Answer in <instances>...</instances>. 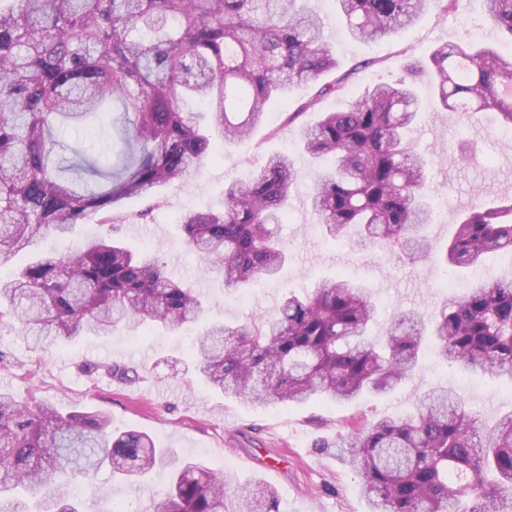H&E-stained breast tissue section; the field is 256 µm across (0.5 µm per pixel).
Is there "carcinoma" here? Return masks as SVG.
<instances>
[{
	"label": "carcinoma",
	"mask_w": 512,
	"mask_h": 512,
	"mask_svg": "<svg viewBox=\"0 0 512 512\" xmlns=\"http://www.w3.org/2000/svg\"><path fill=\"white\" fill-rule=\"evenodd\" d=\"M430 1L443 16L456 2L334 0L362 41L398 34ZM10 2L0 6V266L47 237L66 238L93 213L147 220L162 188L248 137L302 83L314 84L315 96L286 124L306 154L329 161L309 199L329 237L397 248L412 260L437 254L451 269L512 252L509 197L456 211L453 237L433 250L425 234L430 160L410 139L420 110L412 84L372 85L346 109L295 126L351 76L321 81L339 64L319 15L299 0ZM484 2L512 42V0ZM411 71L426 75L441 107L461 120L495 112L512 126V60L495 46L446 42ZM185 98L203 103L206 120L180 111ZM109 118L112 163L79 148L69 163L53 161L57 131ZM299 177L289 155H271L248 179L227 182L221 211L183 216L185 243L223 275L225 290L277 277L288 253L273 225L283 223ZM131 198L145 207L115 213ZM202 313L200 295L157 257L103 235L0 277V323L9 320L40 348L107 337L119 326L177 330ZM376 314L367 289L339 275L283 298L258 323L209 326L193 352L210 386L257 406L387 394L414 374L429 342L452 367L512 380V279L479 281L428 318L404 313L380 341L370 337ZM102 369L139 379L133 368ZM109 427L100 412L64 415L0 391V512H79L71 478L108 467L125 483L161 465L171 469L169 489L149 512H226L222 472ZM332 447L358 477L369 512H512V413L485 430L446 389L425 393L409 416L352 425ZM234 497L236 512H256L248 486Z\"/></svg>",
	"instance_id": "1"
}]
</instances>
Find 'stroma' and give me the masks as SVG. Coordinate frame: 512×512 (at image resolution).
I'll list each match as a JSON object with an SVG mask.
<instances>
[{
  "instance_id": "obj_1",
  "label": "stroma",
  "mask_w": 512,
  "mask_h": 512,
  "mask_svg": "<svg viewBox=\"0 0 512 512\" xmlns=\"http://www.w3.org/2000/svg\"><path fill=\"white\" fill-rule=\"evenodd\" d=\"M324 19V36L341 70H352L344 93L320 100L302 117L348 107L366 86L405 77L409 58L427 56L445 42L488 41L492 29L482 0H457L448 15L429 7L410 27L391 38L353 39L333 0H307ZM421 115L412 132L417 148L431 159L429 178L437 192L434 220L427 232L436 245L453 235L456 204L478 198L512 196V134H501L488 117L461 123L442 111L429 84L417 82ZM293 155L301 176L288 204L280 235L288 261L275 281L225 293L221 279L206 273L184 244L179 225L191 210H219L224 185L247 179L267 156ZM322 168L303 153L295 132L273 109L268 124L249 139L225 145L184 184L162 190V205L152 221L123 225L120 236L136 251L154 253L167 271L200 292L205 320L234 325L257 321L288 294L303 295L320 279L344 275L365 285L377 305L374 337L385 336L393 315L416 310L432 314L448 299L445 269L438 260H408L398 252L362 250L327 236L308 204ZM195 333L182 328L117 329L112 336H87L59 344L48 352L33 350L23 335L0 325V389L26 404L48 402L61 413L99 411L116 431L148 433L158 447L179 459H194L222 470L231 485L274 489L280 512H367L354 473L340 464L330 444L348 423L411 413L419 396L433 388L454 392L491 428L512 412V381L489 380L478 373L449 368L425 352L411 380L383 396L367 395L352 403L309 402L290 407H257L209 387L198 378L190 351ZM106 363L135 367L139 380L126 383L107 377ZM328 450H320V442ZM159 470L140 483L121 485L110 470L93 482L102 498L87 501L86 512H146L167 482Z\"/></svg>"
}]
</instances>
